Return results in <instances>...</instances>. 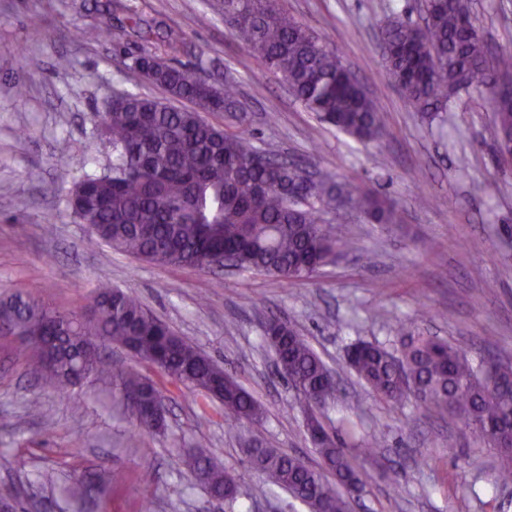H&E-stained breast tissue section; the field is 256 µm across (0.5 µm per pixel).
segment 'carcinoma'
I'll list each match as a JSON object with an SVG mask.
<instances>
[{
	"mask_svg": "<svg viewBox=\"0 0 512 512\" xmlns=\"http://www.w3.org/2000/svg\"><path fill=\"white\" fill-rule=\"evenodd\" d=\"M224 20L267 68L283 78L293 96L316 119L367 143L381 134L383 118L362 81L342 63L336 47L278 6V0H221ZM423 23L401 15L379 26L388 75L405 101L430 118L461 94L512 77V53L488 64V45L473 21L471 0H427ZM136 79L161 86L178 109L155 99L125 94L112 99L101 130L112 143V177L86 176L70 189L72 213L95 227L96 239L140 261L206 271L229 252L244 271L284 283L311 278L356 250L349 237L330 233L324 214L341 201H355L375 224L398 221L396 210L358 194L328 176L295 190L302 168L258 148L246 132L210 122L206 112L242 122L236 87L218 95L195 73L145 52L128 67ZM494 146L512 143V92L492 98ZM265 340L280 360L279 374L294 390L293 407L305 416L321 459L319 469L255 437L247 449L251 466L305 504L309 512H350L363 486L358 460L378 445L371 435L358 455L342 448L315 414L336 391L330 369L304 336L278 318L265 322ZM0 333L31 353L34 371L55 390L69 391L91 375L110 376L127 400L137 428L164 426L170 397L148 378L102 352L118 342L139 360L158 366L170 384L206 394L224 409L232 434L259 425L262 406L237 379L193 346L134 294L98 282L85 312L63 311L28 296L0 300ZM400 349L360 342L347 366L380 398H412L424 410H445L479 432L491 430L499 453L498 480L512 483V365L491 357L488 373L438 336L399 328ZM182 457L196 481L228 504L240 495L239 476L191 448ZM333 480H328L324 472Z\"/></svg>",
	"mask_w": 512,
	"mask_h": 512,
	"instance_id": "1",
	"label": "carcinoma"
}]
</instances>
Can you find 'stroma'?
I'll use <instances>...</instances> for the list:
<instances>
[{
  "label": "stroma",
  "instance_id": "1",
  "mask_svg": "<svg viewBox=\"0 0 512 512\" xmlns=\"http://www.w3.org/2000/svg\"><path fill=\"white\" fill-rule=\"evenodd\" d=\"M491 54L512 50V0H472ZM336 46L378 104L383 136L361 144L319 124L279 74L253 58L208 0H0V299L16 293L65 311L90 303L100 278L136 294L154 315L232 373L263 405L260 426L224 433L219 403L174 391L167 427L131 438L133 417L108 380H90L68 399L30 373L14 337L0 335V496L15 494L24 512H308L288 492L249 468L252 436L316 467L292 392L274 371L264 323L275 316L304 336L336 375L323 410L326 427L354 450L369 435L380 444L362 471L351 512H512V485L497 481L498 455L479 431L450 414L412 402L379 400L346 366L356 342L394 349L398 324L439 336L472 363L512 362V166L492 149V87L461 95L443 121L425 122L387 75L376 43L386 16L419 21L417 0H279ZM138 15L184 36L177 52L129 26ZM106 22L96 42L79 29ZM221 84L238 85L242 125L263 149L316 162L336 180L392 202L397 224H371L337 210L331 227L355 238L349 254L317 276L286 284L253 271H200L141 262L92 238L66 198L84 176L112 167V146L97 115L113 95L165 99L159 86L130 80L145 51ZM40 60L28 70L24 58ZM25 96L14 93L17 83ZM41 178L29 180L28 170ZM498 293L483 298L486 282ZM184 448L211 455L243 476L231 505L213 500L186 466ZM158 475L144 487V469ZM96 486L70 496L74 477ZM116 485H109V476Z\"/></svg>",
  "mask_w": 512,
  "mask_h": 512
}]
</instances>
